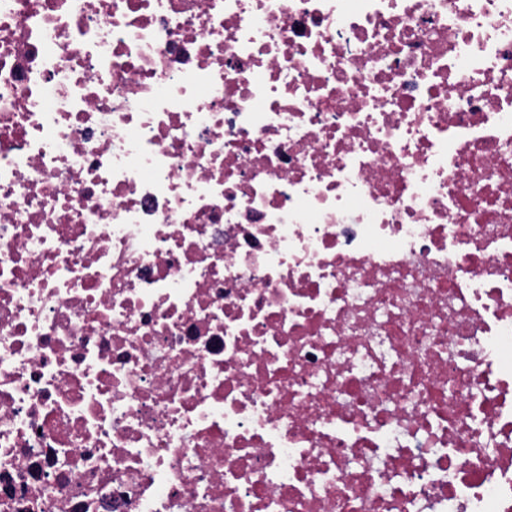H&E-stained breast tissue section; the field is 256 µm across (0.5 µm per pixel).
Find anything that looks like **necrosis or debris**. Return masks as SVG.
Wrapping results in <instances>:
<instances>
[{
	"instance_id": "necrosis-or-debris-1",
	"label": "necrosis or debris",
	"mask_w": 512,
	"mask_h": 512,
	"mask_svg": "<svg viewBox=\"0 0 512 512\" xmlns=\"http://www.w3.org/2000/svg\"><path fill=\"white\" fill-rule=\"evenodd\" d=\"M0 512H512V0H0Z\"/></svg>"
}]
</instances>
